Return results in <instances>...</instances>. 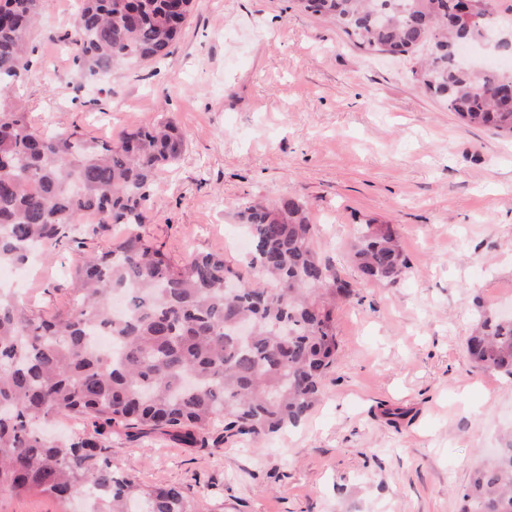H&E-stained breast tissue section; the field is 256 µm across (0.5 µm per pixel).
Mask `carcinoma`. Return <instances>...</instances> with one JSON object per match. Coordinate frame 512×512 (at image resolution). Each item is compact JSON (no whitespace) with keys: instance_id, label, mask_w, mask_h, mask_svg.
<instances>
[{"instance_id":"1","label":"carcinoma","mask_w":512,"mask_h":512,"mask_svg":"<svg viewBox=\"0 0 512 512\" xmlns=\"http://www.w3.org/2000/svg\"><path fill=\"white\" fill-rule=\"evenodd\" d=\"M195 0H82L69 35L73 62L92 74L164 58ZM333 21L371 54L429 46L418 83L470 128L512 138V71L472 69L452 46L493 26V0L473 18L460 0H295ZM48 0H0V97L28 71L27 37ZM185 134L171 119L117 141L38 132L0 108V267H22L46 246L82 249L84 215L124 224L113 246L74 267L71 308L45 317L0 290V498L30 492L92 512H200L175 486L145 490L113 466L108 434L164 435L194 446L216 422L260 448L319 402L336 361L333 301L353 290L313 247L296 198L245 207L249 276L215 253L170 262L140 232L157 171L176 162ZM360 277L396 284L407 273L391 224H368L350 250ZM109 335L112 350L92 348ZM476 367L512 378V318L481 304L466 340ZM57 415L89 419L72 437L40 434ZM462 512H512V433L475 469Z\"/></svg>"}]
</instances>
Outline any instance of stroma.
Listing matches in <instances>:
<instances>
[{"mask_svg": "<svg viewBox=\"0 0 512 512\" xmlns=\"http://www.w3.org/2000/svg\"><path fill=\"white\" fill-rule=\"evenodd\" d=\"M77 10L49 0L31 67L0 106L106 140L174 117L187 149L159 171L142 227L173 263L211 252L245 269L241 211L293 196L354 290L336 302V363L300 426L260 450L220 426L194 448L117 429L113 465L181 487L201 512H459L512 428V378L474 368L464 345L476 302L512 309V139L462 126L417 83L415 56L366 53L294 0H196L170 55L94 77L64 40ZM368 223L399 232L397 284L358 277L349 244ZM122 232L108 224L82 250L37 259L15 288L35 311L67 310L73 267Z\"/></svg>", "mask_w": 512, "mask_h": 512, "instance_id": "1", "label": "stroma"}]
</instances>
